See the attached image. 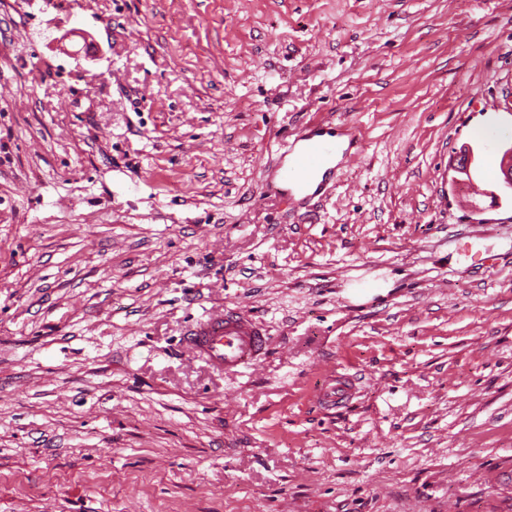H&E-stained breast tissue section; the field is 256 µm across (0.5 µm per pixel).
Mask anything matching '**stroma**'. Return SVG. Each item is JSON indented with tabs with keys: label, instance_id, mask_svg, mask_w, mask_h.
<instances>
[{
	"label": "stroma",
	"instance_id": "obj_1",
	"mask_svg": "<svg viewBox=\"0 0 512 512\" xmlns=\"http://www.w3.org/2000/svg\"><path fill=\"white\" fill-rule=\"evenodd\" d=\"M509 144L512 0H0V512H512ZM331 128L324 126V123H314L308 134L294 138L290 143L281 146L283 151H277L275 171L272 183L278 184L280 192H287L290 198L295 199L294 192L306 194L299 197V201L310 199L317 195L322 189L326 179L322 180V173L316 179L317 186L314 190H307L304 187L313 180L327 166L330 158L336 151V156L330 161L328 167L334 166L340 159L341 149L344 148V139H331L334 134ZM328 136V137H326ZM337 143V148H336ZM287 159V160H286ZM186 345L214 370L239 373L266 354L269 338L262 325L243 311L212 313L188 330ZM333 382V385L319 394V400L326 406L339 407L353 398L356 392V384L353 376L349 374L336 376Z\"/></svg>",
	"mask_w": 512,
	"mask_h": 512
}]
</instances>
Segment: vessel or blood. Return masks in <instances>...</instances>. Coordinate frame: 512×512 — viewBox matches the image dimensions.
<instances>
[{"label": "vessel or blood", "instance_id": "obj_1", "mask_svg": "<svg viewBox=\"0 0 512 512\" xmlns=\"http://www.w3.org/2000/svg\"><path fill=\"white\" fill-rule=\"evenodd\" d=\"M336 151L330 129L313 124L308 134L284 144L279 152L273 183L280 191L304 193L306 185L327 166ZM191 352L204 359L214 370L238 373L255 366L265 355L269 339L262 325L242 311L226 310L197 321L187 332ZM356 392L352 375L336 377L333 385L319 395L322 404L341 406Z\"/></svg>", "mask_w": 512, "mask_h": 512}]
</instances>
